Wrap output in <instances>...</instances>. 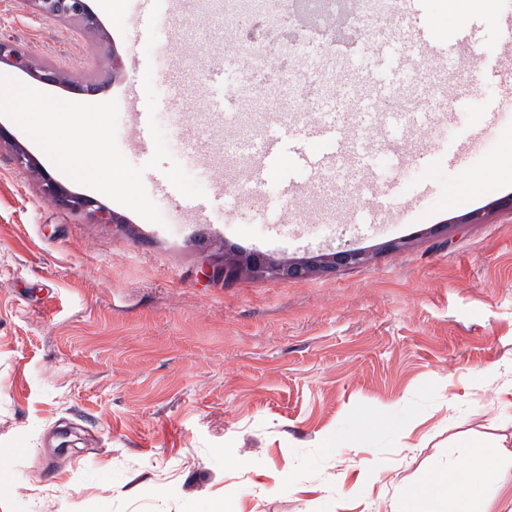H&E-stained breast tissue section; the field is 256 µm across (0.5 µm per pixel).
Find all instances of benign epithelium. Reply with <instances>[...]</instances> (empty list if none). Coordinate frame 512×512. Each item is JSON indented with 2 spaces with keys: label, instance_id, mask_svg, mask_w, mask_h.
Listing matches in <instances>:
<instances>
[{
  "label": "benign epithelium",
  "instance_id": "1",
  "mask_svg": "<svg viewBox=\"0 0 512 512\" xmlns=\"http://www.w3.org/2000/svg\"><path fill=\"white\" fill-rule=\"evenodd\" d=\"M20 10L31 11L42 17L66 21L79 17L91 24L95 18L87 9L85 0H17ZM241 46L253 48L262 58L288 56L285 45H267L262 39L266 27L264 18L245 15L235 20ZM8 67L15 73L37 78L51 86L65 84L60 72L38 65L18 41L0 37V68ZM43 190L57 204L76 213H83L97 223L119 224L121 220L101 201L64 188L50 174L41 172ZM369 256L356 249L340 250L312 261H278L260 254L233 253L216 261L210 267V277L223 284L233 283L245 275L253 274L270 279L288 281L315 274L334 273L341 268L366 264Z\"/></svg>",
  "mask_w": 512,
  "mask_h": 512
}]
</instances>
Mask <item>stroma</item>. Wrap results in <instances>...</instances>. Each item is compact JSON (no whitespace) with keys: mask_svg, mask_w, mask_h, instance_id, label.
<instances>
[{"mask_svg":"<svg viewBox=\"0 0 512 512\" xmlns=\"http://www.w3.org/2000/svg\"><path fill=\"white\" fill-rule=\"evenodd\" d=\"M440 36L470 31L498 46L503 0L460 16L426 0ZM100 28L22 12L0 0V35L77 81L98 80L99 43L127 55L137 0H91ZM158 41L140 55L159 94L156 120L171 156L203 187L190 219L143 183L164 222L112 203L123 229L58 206V169L17 125L0 144V512H392L401 493L483 441L496 458L484 512L512 505V108L488 71L452 112L393 127L385 112L354 124L371 144L334 192L284 198L251 189L255 158L229 165L237 141L270 125L313 123L325 91L266 98L255 125L212 112L223 83L172 89L167 63L224 68L241 57L201 0L160 12ZM125 68L98 101L119 103L117 143L132 146ZM212 112V123L199 115ZM36 159L19 167L16 146ZM395 212L398 223L383 222ZM478 212V224L464 223ZM394 251H384L390 241ZM314 260L339 249L367 264L297 281L204 276L225 250ZM500 367L495 381L486 371Z\"/></svg>","mask_w":512,"mask_h":512,"instance_id":"35a3bbf8","label":"stroma"}]
</instances>
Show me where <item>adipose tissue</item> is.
<instances>
[{"mask_svg": "<svg viewBox=\"0 0 512 512\" xmlns=\"http://www.w3.org/2000/svg\"><path fill=\"white\" fill-rule=\"evenodd\" d=\"M493 471L483 442H472L467 462L431 473L404 499L401 512H481V489Z\"/></svg>", "mask_w": 512, "mask_h": 512, "instance_id": "1", "label": "adipose tissue"}]
</instances>
